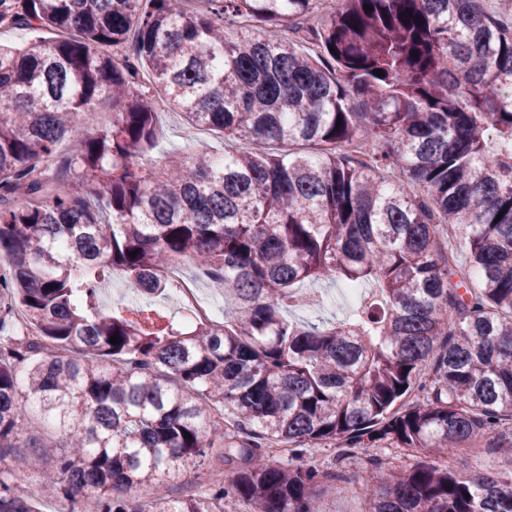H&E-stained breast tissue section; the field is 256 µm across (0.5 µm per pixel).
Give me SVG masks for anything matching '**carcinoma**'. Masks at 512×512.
<instances>
[{"label": "carcinoma", "mask_w": 512, "mask_h": 512, "mask_svg": "<svg viewBox=\"0 0 512 512\" xmlns=\"http://www.w3.org/2000/svg\"><path fill=\"white\" fill-rule=\"evenodd\" d=\"M197 2L0 0V28L63 34L0 44V300L34 332L0 335V512H37L19 464L78 512H324L345 477L302 449L327 442L438 456L362 484L369 512H512V474L448 464L512 450V0ZM101 98L112 123L90 128ZM165 109L251 147L158 168ZM175 257L221 278L224 324L101 307L116 272L163 293ZM323 280L381 299L289 319ZM29 396L64 442L19 444ZM213 453L231 468L207 494H169L160 476Z\"/></svg>", "instance_id": "carcinoma-1"}]
</instances>
